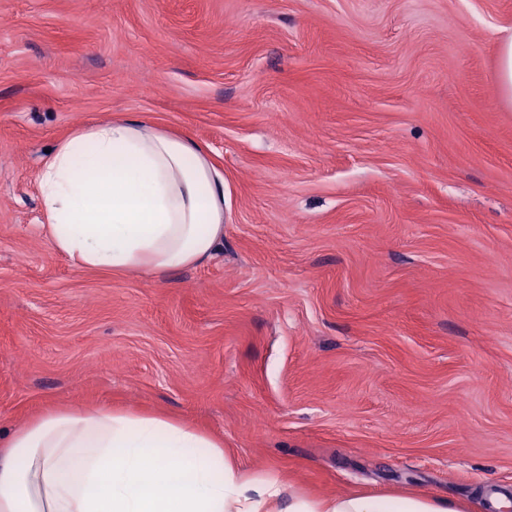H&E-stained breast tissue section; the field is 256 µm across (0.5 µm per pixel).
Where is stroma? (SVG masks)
Segmentation results:
<instances>
[{"mask_svg":"<svg viewBox=\"0 0 512 512\" xmlns=\"http://www.w3.org/2000/svg\"><path fill=\"white\" fill-rule=\"evenodd\" d=\"M512 0H0V424L176 417L316 496H512ZM137 117L203 146L224 239L80 269L37 176ZM497 53L500 94L504 102L512 104V32L507 31L500 38Z\"/></svg>","mask_w":512,"mask_h":512,"instance_id":"stroma-1","label":"stroma"}]
</instances>
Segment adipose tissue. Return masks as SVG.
Wrapping results in <instances>:
<instances>
[{
	"label": "adipose tissue",
	"mask_w": 512,
	"mask_h": 512,
	"mask_svg": "<svg viewBox=\"0 0 512 512\" xmlns=\"http://www.w3.org/2000/svg\"><path fill=\"white\" fill-rule=\"evenodd\" d=\"M45 229L81 269L164 272L224 238V178L194 140L131 119L80 127L39 175ZM0 512H471L408 495L315 498L249 471L224 442L164 416L49 409L0 427Z\"/></svg>",
	"instance_id": "adipose-tissue-1"
}]
</instances>
